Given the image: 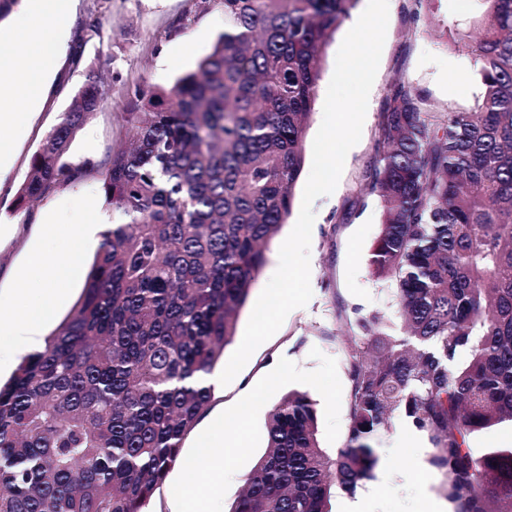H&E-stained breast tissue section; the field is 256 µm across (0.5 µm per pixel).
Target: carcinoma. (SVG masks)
Masks as SVG:
<instances>
[{"label": "carcinoma", "instance_id": "obj_1", "mask_svg": "<svg viewBox=\"0 0 512 512\" xmlns=\"http://www.w3.org/2000/svg\"><path fill=\"white\" fill-rule=\"evenodd\" d=\"M200 2L222 6L224 33L172 87L135 88L145 111L127 113L128 145L65 161L108 99L98 65L17 189L20 215L102 169L112 228L72 315L0 385V512H147L290 215L325 47L358 0ZM475 2L479 39L458 28L454 42L479 64L478 111L430 112L399 81L380 112L370 271L394 284L402 332L357 322L334 456L313 400L282 399L229 512H331L332 488L373 477L396 414L430 435L454 512H512V448L471 446L512 422V0Z\"/></svg>", "mask_w": 512, "mask_h": 512}]
</instances>
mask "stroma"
I'll use <instances>...</instances> for the list:
<instances>
[{
	"label": "stroma",
	"instance_id": "obj_1",
	"mask_svg": "<svg viewBox=\"0 0 512 512\" xmlns=\"http://www.w3.org/2000/svg\"><path fill=\"white\" fill-rule=\"evenodd\" d=\"M413 10L419 18L412 23L408 14ZM93 13L101 19V31L82 40L85 22ZM72 14L68 45L78 49L79 62L64 59L36 117L23 114L17 119L22 136L5 177L11 190L0 193V225L18 227L15 235L0 238V291L4 293L12 288V273L39 233L37 227L22 224L20 216L14 215V191L28 176L31 158L42 139L72 105L87 71L99 59L110 58L104 73L108 100L74 134L68 151L72 162L100 161L117 152L127 139L126 117L138 108L132 96L134 87L172 85L195 68L224 30L222 10L203 8L199 0H73ZM472 16V11L459 10L457 0H389L386 40L361 139L348 152L335 191L313 204V295L305 307L290 312L236 378L215 393L208 412L182 444V457L192 458L210 422H223L228 474L223 482L208 488L207 494L224 512H229L242 494L251 471L266 453L270 413L288 391L307 393L314 401L318 439L324 451L332 456L343 446L349 418L347 344L358 333L356 320L375 315L394 332L402 325L394 284L376 279L369 269L381 231L380 204L365 190L375 163L379 115L389 86L398 81L421 93L433 110L476 109L478 64L467 49L452 41L454 28L470 22ZM350 28V22H343L325 49L320 98L309 119L308 138H315L321 125L322 96ZM306 181L302 175L294 185L291 214L267 246L266 264L238 314L236 337H243L254 304L278 266V251L297 221ZM100 185L95 176L66 186L34 204L30 213L36 217L53 206L64 223L75 216L88 220L105 216L108 209ZM409 427L406 417L394 416L391 428L381 438L374 478L352 495L334 490L332 512H343L345 503L354 497L376 504L377 512H422L430 502H445L443 477L429 464L433 452L430 438L427 432H420L418 447L405 449Z\"/></svg>",
	"mask_w": 512,
	"mask_h": 512
}]
</instances>
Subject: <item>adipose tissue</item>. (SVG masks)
Masks as SVG:
<instances>
[{
    "label": "adipose tissue",
    "mask_w": 512,
    "mask_h": 512,
    "mask_svg": "<svg viewBox=\"0 0 512 512\" xmlns=\"http://www.w3.org/2000/svg\"><path fill=\"white\" fill-rule=\"evenodd\" d=\"M72 22L71 0H25L4 39L30 46L27 59L0 58V129L18 102L37 109L49 78L63 56ZM55 213H47L45 230L27 251L14 273L10 300L16 313L0 318V368L32 349L42 347V328L64 303L66 289L60 288V270L48 259L56 227ZM184 489L172 512H219L211 501L193 493L201 478L215 482L224 477V427L214 425L196 450L194 459L181 460Z\"/></svg>",
    "instance_id": "obj_1"
}]
</instances>
